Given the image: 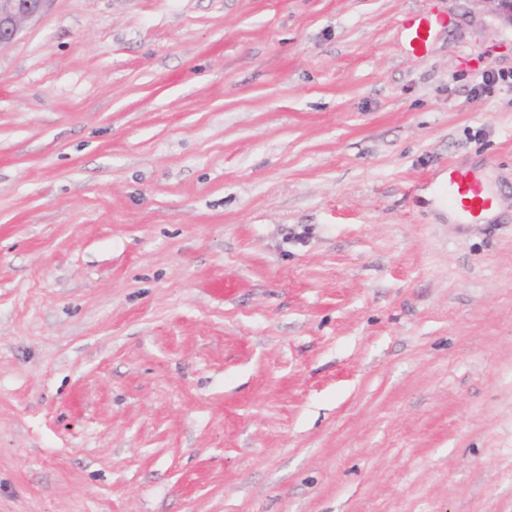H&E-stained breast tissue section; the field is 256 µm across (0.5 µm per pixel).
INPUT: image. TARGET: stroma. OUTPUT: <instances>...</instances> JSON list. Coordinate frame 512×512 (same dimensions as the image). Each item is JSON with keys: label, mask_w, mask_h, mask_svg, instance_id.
<instances>
[{"label": "stroma", "mask_w": 512, "mask_h": 512, "mask_svg": "<svg viewBox=\"0 0 512 512\" xmlns=\"http://www.w3.org/2000/svg\"><path fill=\"white\" fill-rule=\"evenodd\" d=\"M452 165L492 218L424 200ZM0 512H512L492 0H54L0 49ZM403 26L411 48L413 50L424 49L428 39L426 33L430 32L431 22L425 17H411L404 21Z\"/></svg>", "instance_id": "stroma-1"}]
</instances>
